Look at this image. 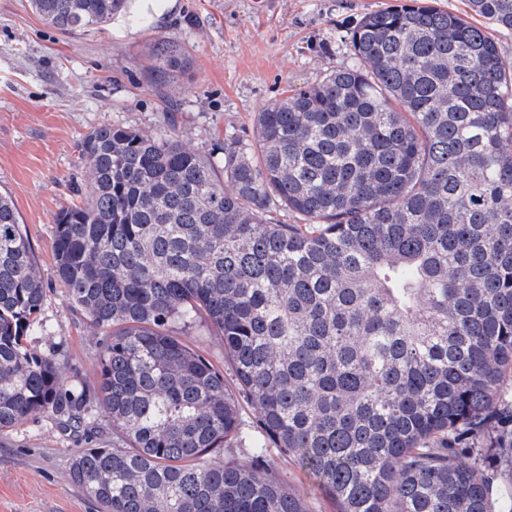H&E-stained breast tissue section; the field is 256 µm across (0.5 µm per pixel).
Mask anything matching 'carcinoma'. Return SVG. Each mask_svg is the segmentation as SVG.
<instances>
[{
	"instance_id": "cac0c4a2",
	"label": "carcinoma",
	"mask_w": 512,
	"mask_h": 512,
	"mask_svg": "<svg viewBox=\"0 0 512 512\" xmlns=\"http://www.w3.org/2000/svg\"><path fill=\"white\" fill-rule=\"evenodd\" d=\"M128 0H30L66 33ZM512 0H410L346 32L353 63L203 156L120 125L79 144L55 217L67 306L103 336L97 387L26 345L45 288L0 194V431L97 402L112 447L72 460L101 512H304L270 450L337 512H491L512 480ZM155 70L190 60L162 40ZM287 210L297 224H273ZM204 319L233 379L175 334ZM254 411L250 425L239 400ZM247 447L250 461L219 459Z\"/></svg>"
}]
</instances>
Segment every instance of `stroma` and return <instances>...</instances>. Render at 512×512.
I'll return each mask as SVG.
<instances>
[{
	"label": "stroma",
	"mask_w": 512,
	"mask_h": 512,
	"mask_svg": "<svg viewBox=\"0 0 512 512\" xmlns=\"http://www.w3.org/2000/svg\"><path fill=\"white\" fill-rule=\"evenodd\" d=\"M398 0H134L130 15L81 33L47 26L28 0H0V193L13 200L37 259L49 336L31 348L59 358L64 384L96 385L100 337L67 308L53 255L54 218L82 204L90 172L78 144L95 128L174 132L188 149L220 154L224 137L252 138L257 112L287 89L350 63L343 36L365 13ZM191 59L172 99L156 86L155 43ZM111 432L62 430L42 414L0 432V512H99L70 479L73 457L111 446ZM270 469L305 512H336L316 480L271 452Z\"/></svg>",
	"instance_id": "1"
}]
</instances>
